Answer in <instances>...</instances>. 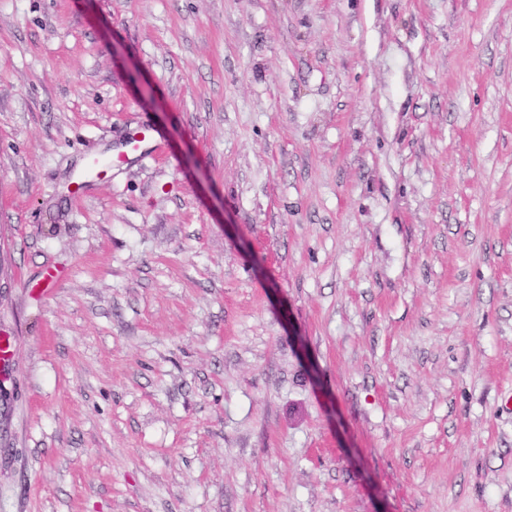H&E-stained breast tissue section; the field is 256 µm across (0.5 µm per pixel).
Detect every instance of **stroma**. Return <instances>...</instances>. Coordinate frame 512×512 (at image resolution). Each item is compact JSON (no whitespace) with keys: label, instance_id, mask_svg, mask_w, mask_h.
Listing matches in <instances>:
<instances>
[{"label":"stroma","instance_id":"stroma-1","mask_svg":"<svg viewBox=\"0 0 512 512\" xmlns=\"http://www.w3.org/2000/svg\"><path fill=\"white\" fill-rule=\"evenodd\" d=\"M0 336V512H512V0H0ZM151 141V136L146 129L136 135L129 137L124 142V150L112 153L109 149H100L92 146L87 148L82 153L84 167L74 177L72 182L67 186L66 191L74 201L81 200L84 192L89 186L100 178V174L105 171H112V167L119 165L133 155H142L144 152L149 151L154 155H160L159 142H153L148 147Z\"/></svg>","mask_w":512,"mask_h":512}]
</instances>
